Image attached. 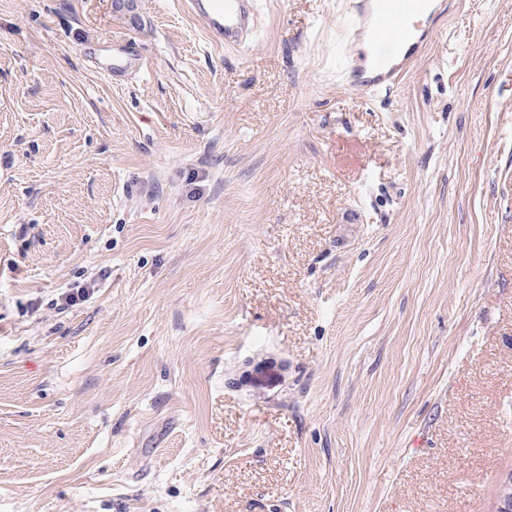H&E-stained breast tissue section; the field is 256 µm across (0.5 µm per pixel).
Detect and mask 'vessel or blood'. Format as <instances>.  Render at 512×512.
Here are the masks:
<instances>
[{
	"label": "vessel or blood",
	"mask_w": 512,
	"mask_h": 512,
	"mask_svg": "<svg viewBox=\"0 0 512 512\" xmlns=\"http://www.w3.org/2000/svg\"><path fill=\"white\" fill-rule=\"evenodd\" d=\"M207 35L228 47L248 44L259 15L257 0H189ZM448 0H348L342 81L357 93L397 86L435 35Z\"/></svg>",
	"instance_id": "b4317fda"
}]
</instances>
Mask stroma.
<instances>
[{
  "label": "stroma",
  "mask_w": 512,
  "mask_h": 512,
  "mask_svg": "<svg viewBox=\"0 0 512 512\" xmlns=\"http://www.w3.org/2000/svg\"><path fill=\"white\" fill-rule=\"evenodd\" d=\"M347 2L0 0V512H495L512 0L367 94ZM188 7L207 35L224 47L248 44L259 21L256 0H190ZM112 58L113 60L119 61L120 64L116 65L113 64L112 68L108 66H104L103 64L99 63V68L102 69L104 72H106L108 75L111 76L113 74H117L119 71L122 70H128L135 68L139 65L140 58L134 54L133 52H130L126 49L125 45H118L112 47Z\"/></svg>",
  "instance_id": "stroma-1"
}]
</instances>
